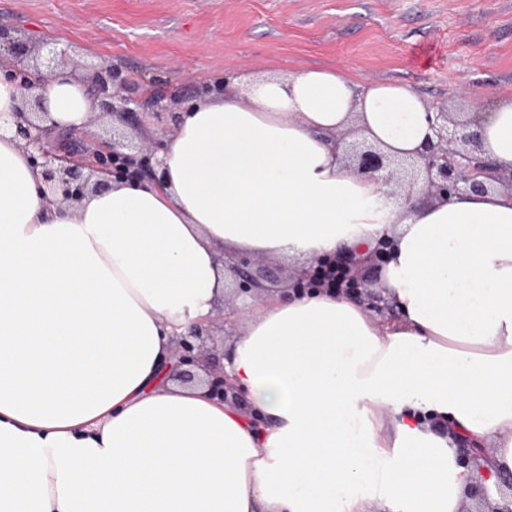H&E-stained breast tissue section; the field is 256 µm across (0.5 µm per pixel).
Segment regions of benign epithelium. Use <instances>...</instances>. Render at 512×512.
Segmentation results:
<instances>
[{
    "label": "benign epithelium",
    "instance_id": "1",
    "mask_svg": "<svg viewBox=\"0 0 512 512\" xmlns=\"http://www.w3.org/2000/svg\"><path fill=\"white\" fill-rule=\"evenodd\" d=\"M40 51L36 77H31L26 69L17 65L9 79L18 89L28 92L22 112H15L13 116L16 117L17 135L33 148L30 161L43 168L44 192L72 202L79 200L88 187L101 188L112 181L146 178L154 184L160 183L161 174L157 169L160 161L156 154L162 144L156 141L134 148L114 138L101 147L94 146L82 163L71 155L80 144L77 129L53 130L39 125L44 92L56 76L62 56L48 43L42 45ZM80 67L94 71L90 81L93 111L131 114L145 104L155 112L166 110L160 98L115 97L113 88L122 86L124 81L104 63H82ZM426 117L432 135L426 138L416 157L410 161L395 162L363 141L348 140L339 135L331 139L332 146L336 153L352 162L357 174L368 176L380 185V193L386 201L400 196L396 190L403 182V178L397 176L399 169L406 173L408 187L421 184L423 194L431 200L446 201L460 195L482 194L495 186L507 195L512 193V173L505 176L494 171L492 163L481 155L480 113L466 116L441 108L427 111ZM329 263H336L345 271V281L336 290L356 295L366 301L370 310L381 311L376 285L364 277L358 261L349 255H335L327 261L317 259L296 268L289 285L281 289V295L315 293L320 289L317 272L327 268ZM229 273L233 292L224 296V321L239 300L262 296L276 283V276L254 269L251 259L246 256L229 266ZM212 328L214 323L206 317L193 323L188 333H178L172 338L169 363L173 376L180 381L195 380L185 366L198 362L207 354L205 344L212 340ZM204 385L208 394L220 403L242 398L222 368L207 370Z\"/></svg>",
    "mask_w": 512,
    "mask_h": 512
}]
</instances>
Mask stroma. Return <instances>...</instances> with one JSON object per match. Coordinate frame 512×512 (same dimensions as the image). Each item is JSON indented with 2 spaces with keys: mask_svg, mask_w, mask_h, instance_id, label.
<instances>
[{
  "mask_svg": "<svg viewBox=\"0 0 512 512\" xmlns=\"http://www.w3.org/2000/svg\"><path fill=\"white\" fill-rule=\"evenodd\" d=\"M0 29L105 62L130 95L186 104L214 82L310 68L403 84L454 112L467 109L463 90L486 112L512 94V0H0ZM176 128L175 112L145 109L94 116L81 138L137 143Z\"/></svg>",
  "mask_w": 512,
  "mask_h": 512,
  "instance_id": "obj_1",
  "label": "stroma"
}]
</instances>
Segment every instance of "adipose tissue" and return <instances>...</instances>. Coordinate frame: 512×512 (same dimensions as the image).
<instances>
[{
    "instance_id": "obj_1",
    "label": "adipose tissue",
    "mask_w": 512,
    "mask_h": 512,
    "mask_svg": "<svg viewBox=\"0 0 512 512\" xmlns=\"http://www.w3.org/2000/svg\"><path fill=\"white\" fill-rule=\"evenodd\" d=\"M90 113L80 80L50 82L43 126ZM353 124L399 157L431 133L406 86L267 77L182 113L160 185L70 206L0 126V512H459L477 474L512 483V198L379 209L327 140ZM481 125L512 169V96ZM388 229L398 316L323 290L248 317L226 371L262 424L161 384L174 332L224 291L222 252L362 254Z\"/></svg>"
}]
</instances>
